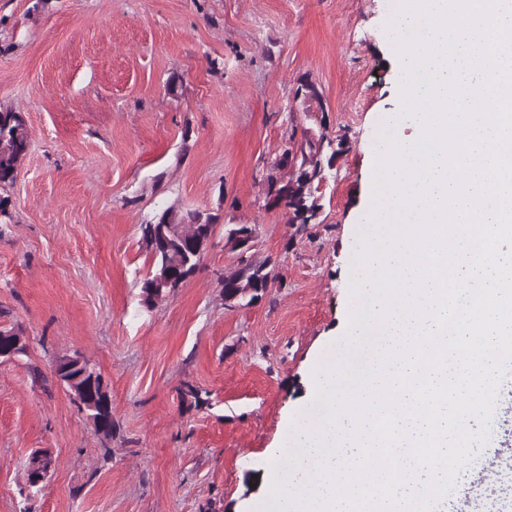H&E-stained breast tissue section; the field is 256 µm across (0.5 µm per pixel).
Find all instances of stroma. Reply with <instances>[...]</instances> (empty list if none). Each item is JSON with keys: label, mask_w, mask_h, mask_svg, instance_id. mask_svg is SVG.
Segmentation results:
<instances>
[{"label": "stroma", "mask_w": 512, "mask_h": 512, "mask_svg": "<svg viewBox=\"0 0 512 512\" xmlns=\"http://www.w3.org/2000/svg\"><path fill=\"white\" fill-rule=\"evenodd\" d=\"M393 0H0V108L30 146L0 223V327L27 352L0 363V512H265L287 416L349 317L355 220L368 150L399 112L385 24ZM316 82L349 149L320 191L323 224L294 234L265 209L264 176ZM212 215L197 272L154 308L141 227L167 208ZM252 226L254 246L225 245ZM271 260L261 300L224 304L239 258ZM80 353L112 396L109 450L61 385L54 356ZM209 394L187 408L183 384ZM448 512H485L512 471V397ZM49 480L25 496L34 451Z\"/></svg>", "instance_id": "1"}]
</instances>
